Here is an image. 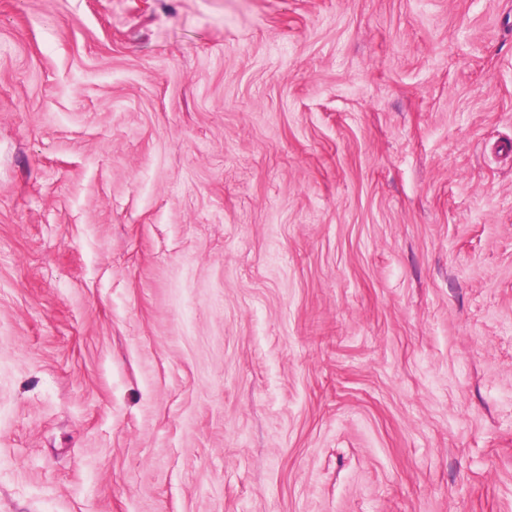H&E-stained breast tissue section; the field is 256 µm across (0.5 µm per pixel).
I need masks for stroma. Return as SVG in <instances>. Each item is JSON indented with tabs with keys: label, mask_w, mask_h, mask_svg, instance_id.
I'll return each mask as SVG.
<instances>
[{
	"label": "stroma",
	"mask_w": 512,
	"mask_h": 512,
	"mask_svg": "<svg viewBox=\"0 0 512 512\" xmlns=\"http://www.w3.org/2000/svg\"><path fill=\"white\" fill-rule=\"evenodd\" d=\"M0 512H512V0H0Z\"/></svg>",
	"instance_id": "35a3bbf8"
}]
</instances>
